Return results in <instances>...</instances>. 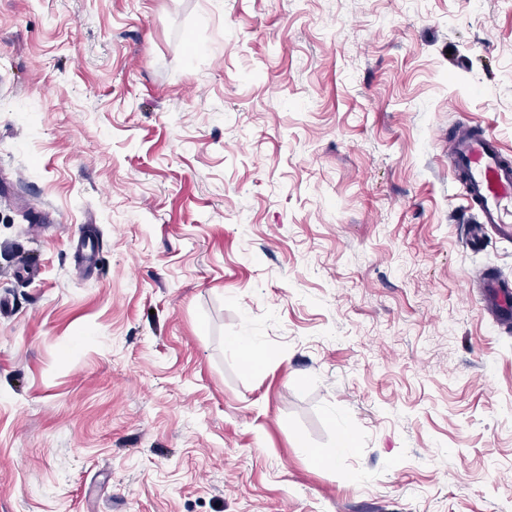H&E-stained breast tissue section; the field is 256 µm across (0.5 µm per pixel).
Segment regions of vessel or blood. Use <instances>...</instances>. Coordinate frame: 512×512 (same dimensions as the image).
<instances>
[{"instance_id": "vessel-or-blood-1", "label": "vessel or blood", "mask_w": 512, "mask_h": 512, "mask_svg": "<svg viewBox=\"0 0 512 512\" xmlns=\"http://www.w3.org/2000/svg\"><path fill=\"white\" fill-rule=\"evenodd\" d=\"M448 155L464 175L465 201L481 223L512 234V163L504 160L490 131L460 130L448 139ZM491 310L499 324H512V282L487 276Z\"/></svg>"}]
</instances>
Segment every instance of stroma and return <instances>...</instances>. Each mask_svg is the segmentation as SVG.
<instances>
[{"label":"stroma","mask_w":512,"mask_h":512,"mask_svg":"<svg viewBox=\"0 0 512 512\" xmlns=\"http://www.w3.org/2000/svg\"><path fill=\"white\" fill-rule=\"evenodd\" d=\"M463 124L512 0H0V512H512Z\"/></svg>","instance_id":"35a3bbf8"}]
</instances>
